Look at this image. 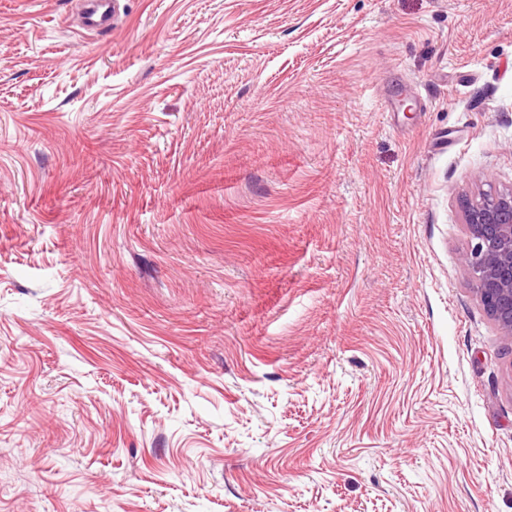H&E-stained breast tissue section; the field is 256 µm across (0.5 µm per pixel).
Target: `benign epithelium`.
<instances>
[{"instance_id": "1", "label": "benign epithelium", "mask_w": 512, "mask_h": 512, "mask_svg": "<svg viewBox=\"0 0 512 512\" xmlns=\"http://www.w3.org/2000/svg\"><path fill=\"white\" fill-rule=\"evenodd\" d=\"M465 224L471 243L461 265L502 336L512 342V189L492 191L469 205Z\"/></svg>"}]
</instances>
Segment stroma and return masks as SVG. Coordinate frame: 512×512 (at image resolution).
I'll return each instance as SVG.
<instances>
[{
    "mask_svg": "<svg viewBox=\"0 0 512 512\" xmlns=\"http://www.w3.org/2000/svg\"><path fill=\"white\" fill-rule=\"evenodd\" d=\"M0 0V512H512V0ZM118 0H90L84 1L88 8L86 16L83 17V25L90 29H98L106 21L112 9V15L116 13ZM489 193L466 210L471 243L461 265L502 336L512 343V189Z\"/></svg>",
    "mask_w": 512,
    "mask_h": 512,
    "instance_id": "stroma-1",
    "label": "stroma"
}]
</instances>
